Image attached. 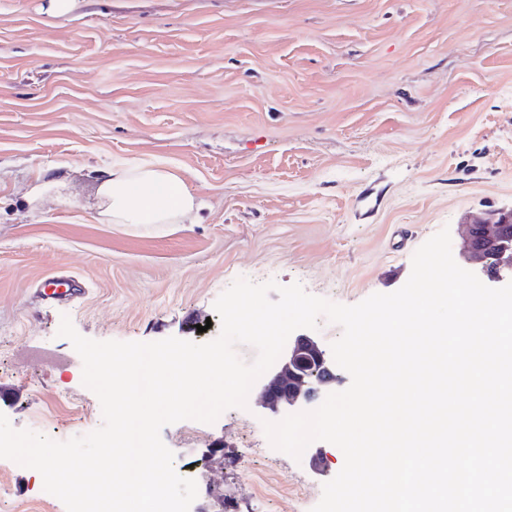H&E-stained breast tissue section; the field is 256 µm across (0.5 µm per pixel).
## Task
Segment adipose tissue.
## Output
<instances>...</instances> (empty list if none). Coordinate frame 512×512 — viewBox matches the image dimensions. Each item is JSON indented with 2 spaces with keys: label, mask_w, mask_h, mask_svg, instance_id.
I'll return each mask as SVG.
<instances>
[{
  "label": "adipose tissue",
  "mask_w": 512,
  "mask_h": 512,
  "mask_svg": "<svg viewBox=\"0 0 512 512\" xmlns=\"http://www.w3.org/2000/svg\"><path fill=\"white\" fill-rule=\"evenodd\" d=\"M98 214L108 224H182L195 198L186 182L151 164L118 165L97 188Z\"/></svg>",
  "instance_id": "1"
}]
</instances>
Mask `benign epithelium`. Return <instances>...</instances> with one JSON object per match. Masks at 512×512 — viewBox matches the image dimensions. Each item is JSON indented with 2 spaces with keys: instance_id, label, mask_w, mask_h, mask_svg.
<instances>
[{
  "instance_id": "obj_1",
  "label": "benign epithelium",
  "mask_w": 512,
  "mask_h": 512,
  "mask_svg": "<svg viewBox=\"0 0 512 512\" xmlns=\"http://www.w3.org/2000/svg\"><path fill=\"white\" fill-rule=\"evenodd\" d=\"M461 255L471 272L495 285L512 281V207L476 217L467 225ZM338 381L336 363L311 336L288 338L260 405L274 415L303 411Z\"/></svg>"
}]
</instances>
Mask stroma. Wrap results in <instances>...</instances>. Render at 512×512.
Wrapping results in <instances>:
<instances>
[{"label": "stroma", "mask_w": 512, "mask_h": 512, "mask_svg": "<svg viewBox=\"0 0 512 512\" xmlns=\"http://www.w3.org/2000/svg\"><path fill=\"white\" fill-rule=\"evenodd\" d=\"M0 0V413L55 441L103 422L58 334L204 343L235 280L354 305L440 229L512 206V0ZM153 163L195 223L106 224L97 177ZM52 192L34 195L35 186ZM61 275L83 294L46 298ZM243 409L161 430L196 505L311 512L344 464L274 449ZM223 441L217 453L209 445ZM0 512H66L0 459Z\"/></svg>", "instance_id": "obj_1"}]
</instances>
